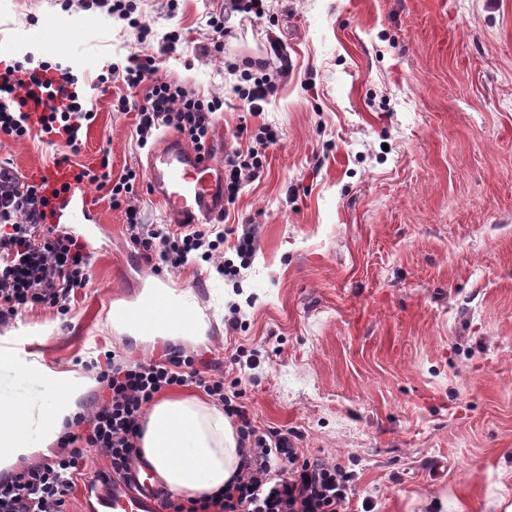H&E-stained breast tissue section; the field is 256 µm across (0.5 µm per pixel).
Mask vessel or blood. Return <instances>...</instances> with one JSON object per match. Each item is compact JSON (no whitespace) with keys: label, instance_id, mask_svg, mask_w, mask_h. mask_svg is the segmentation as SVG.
Masks as SVG:
<instances>
[{"label":"vessel or blood","instance_id":"b4317fda","mask_svg":"<svg viewBox=\"0 0 512 512\" xmlns=\"http://www.w3.org/2000/svg\"><path fill=\"white\" fill-rule=\"evenodd\" d=\"M150 183L166 212L178 224H207L224 211V167L174 137H166L148 156ZM91 212L85 192L66 195L57 219L83 223ZM85 512H159L158 487L149 467L138 465L124 476L86 486Z\"/></svg>","mask_w":512,"mask_h":512}]
</instances>
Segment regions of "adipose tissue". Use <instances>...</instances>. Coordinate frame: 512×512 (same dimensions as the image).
Wrapping results in <instances>:
<instances>
[{"instance_id": "obj_1", "label": "adipose tissue", "mask_w": 512, "mask_h": 512, "mask_svg": "<svg viewBox=\"0 0 512 512\" xmlns=\"http://www.w3.org/2000/svg\"><path fill=\"white\" fill-rule=\"evenodd\" d=\"M143 305V316L128 322L131 337L153 340L156 321L179 319L188 323L186 340L203 338L205 323L188 294L153 288ZM140 451L169 491L196 499L216 491L243 461L223 410L189 397L166 398L149 407Z\"/></svg>"}]
</instances>
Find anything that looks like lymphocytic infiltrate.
<instances>
[{"label":"lymphocytic infiltrate","mask_w":512,"mask_h":512,"mask_svg":"<svg viewBox=\"0 0 512 512\" xmlns=\"http://www.w3.org/2000/svg\"><path fill=\"white\" fill-rule=\"evenodd\" d=\"M179 42L178 32H168L156 52L128 57L123 66L112 65V76L128 89L113 108L134 113L138 148L151 146L160 134L172 130L195 150L207 153L214 117L225 97H206L159 76L161 57L174 53ZM275 57L272 63L256 62L258 75L252 85L237 84L229 90L249 115L262 112L288 69L286 54L279 51ZM77 84L71 69L59 64L30 67L14 61L0 69V136L50 146L64 143L66 153L54 156L52 164L69 172L68 181L52 188L46 179L25 175L10 159H0L1 326L40 307L68 314L75 292L88 286L93 257L86 243L54 222L57 198L74 186L107 192L112 207L125 213L133 247L154 270L206 262L219 274L234 277L257 250L252 234L239 235L231 227L145 223L135 193L136 171L113 176L109 153H102L95 166L72 162V154L81 149L84 124L96 118L84 108ZM141 87L146 90L143 99H131L130 91ZM278 139L274 128L263 125L253 146L226 154L228 202H235L245 185L258 177L266 149ZM228 240L234 252L230 259L222 251ZM196 359L194 353L169 346L159 356L139 361L114 350L87 361L101 386L94 408L73 416L58 441V452L42 463L0 473V512H66L91 450L105 463L98 478L127 473L139 457L147 407L177 386L198 388L222 406L246 453L237 475L209 497L182 502L161 492L162 512H345L353 496V473L328 457L301 452L296 432L259 431L243 401L241 378L228 380L223 371L197 368Z\"/></svg>","instance_id":"obj_1"}]
</instances>
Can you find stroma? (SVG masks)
Returning <instances> with one entry per match:
<instances>
[{"label": "stroma", "mask_w": 512, "mask_h": 512, "mask_svg": "<svg viewBox=\"0 0 512 512\" xmlns=\"http://www.w3.org/2000/svg\"><path fill=\"white\" fill-rule=\"evenodd\" d=\"M225 0H138L160 39L182 42L163 77L207 95L242 83L279 46L289 69L252 127L281 140L227 212L257 251L238 281L193 266L157 273L132 247L122 211L91 197L103 233L91 282L67 315L48 308L0 326V401L24 409V454L51 456L62 386L81 408L97 391L83 366L102 346L132 360L160 341L119 330L115 313L160 282L189 292L207 321L187 343L230 369L260 350L245 403L259 428L299 432L302 451L353 471L348 512H512V0H268L228 20L224 59L199 51ZM126 22L66 0H0V60L71 67L96 118L79 163L110 151L112 174L139 171L147 220L166 211L135 145L126 94L101 82L147 52ZM36 175L39 142L0 137V157ZM241 326L230 330V305Z\"/></svg>", "instance_id": "stroma-1"}]
</instances>
